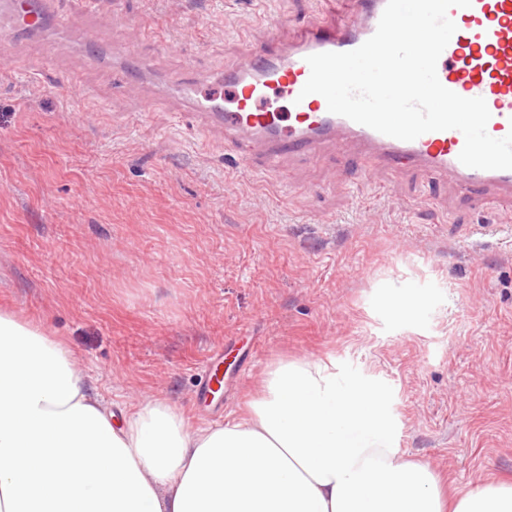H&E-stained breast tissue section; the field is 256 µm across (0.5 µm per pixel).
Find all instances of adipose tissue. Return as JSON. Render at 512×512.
<instances>
[{"mask_svg":"<svg viewBox=\"0 0 512 512\" xmlns=\"http://www.w3.org/2000/svg\"><path fill=\"white\" fill-rule=\"evenodd\" d=\"M0 512H512V485L443 497L384 394L313 361L273 366L234 423L163 400L115 419L62 341L1 311Z\"/></svg>","mask_w":512,"mask_h":512,"instance_id":"1","label":"adipose tissue"}]
</instances>
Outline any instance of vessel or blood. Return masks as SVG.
Returning <instances> with one entry per match:
<instances>
[{
  "instance_id": "obj_1",
  "label": "vessel or blood",
  "mask_w": 512,
  "mask_h": 512,
  "mask_svg": "<svg viewBox=\"0 0 512 512\" xmlns=\"http://www.w3.org/2000/svg\"><path fill=\"white\" fill-rule=\"evenodd\" d=\"M344 2L348 22L318 16L287 40L244 39L236 63L217 76V92L200 95L188 76L169 84V91L223 125L225 148L235 151L245 167L257 144L270 164L286 154L311 153L327 142L339 148L353 144L370 165L412 167L427 180L450 177L465 190L490 187L512 198V170L474 169L459 161L464 136L458 130L402 141L330 113L321 95H302L310 75L307 57L359 47L375 33L387 0ZM0 13L9 17L11 35L18 39L49 30L63 33L68 27L57 0H0ZM448 15L456 31L438 59V79L462 97L483 98L491 113L488 134L504 137L512 132V0H472L471 6L451 8ZM223 361V351L211 353L199 397L212 393Z\"/></svg>"
}]
</instances>
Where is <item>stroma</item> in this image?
<instances>
[{"label":"stroma","instance_id":"obj_1","mask_svg":"<svg viewBox=\"0 0 512 512\" xmlns=\"http://www.w3.org/2000/svg\"><path fill=\"white\" fill-rule=\"evenodd\" d=\"M105 7L60 0L70 34L0 40V310L65 342L116 414L163 399L192 428L231 422L271 366L306 358L380 387L395 447L444 491L512 484V201L332 144L245 168L222 125L159 95L189 62L211 90L242 37H292L320 0ZM86 28L148 77L90 59ZM408 293L416 312L388 311ZM218 347L234 363L202 401Z\"/></svg>","mask_w":512,"mask_h":512}]
</instances>
